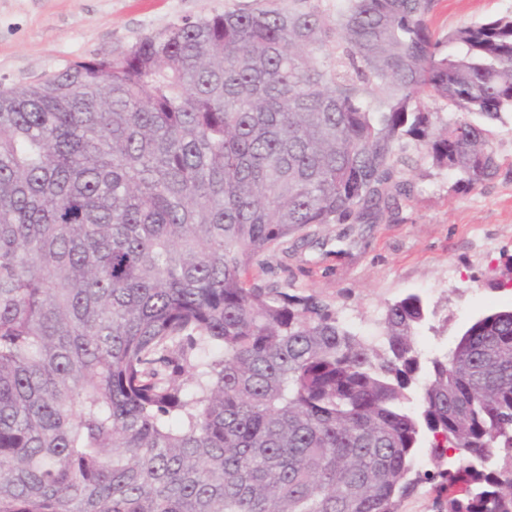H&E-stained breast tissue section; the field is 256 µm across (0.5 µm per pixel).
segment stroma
I'll return each instance as SVG.
<instances>
[{
	"label": "stroma",
	"instance_id": "obj_1",
	"mask_svg": "<svg viewBox=\"0 0 512 512\" xmlns=\"http://www.w3.org/2000/svg\"><path fill=\"white\" fill-rule=\"evenodd\" d=\"M253 0H0V88L19 86L67 64L111 53L183 19ZM512 16V0H438V35L490 17ZM498 173L469 187L458 175L413 155L414 184L370 224L312 225L307 242L268 253L251 274L289 292L315 295L364 334L385 306L419 293L434 307L422 330L424 355L450 348L480 313L512 304L501 280L512 255V113L490 127Z\"/></svg>",
	"mask_w": 512,
	"mask_h": 512
}]
</instances>
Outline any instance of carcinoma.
<instances>
[{
	"label": "carcinoma",
	"instance_id": "carcinoma-1",
	"mask_svg": "<svg viewBox=\"0 0 512 512\" xmlns=\"http://www.w3.org/2000/svg\"><path fill=\"white\" fill-rule=\"evenodd\" d=\"M435 5L226 8L0 89V512H512V308L424 363L418 293L372 340L249 280L411 195V144L497 173L512 16ZM505 15L512 16V0H438L431 25L443 36L461 25ZM436 497L435 491L430 485H423L412 497L406 499L402 504V512H436L433 502Z\"/></svg>",
	"mask_w": 512,
	"mask_h": 512
}]
</instances>
